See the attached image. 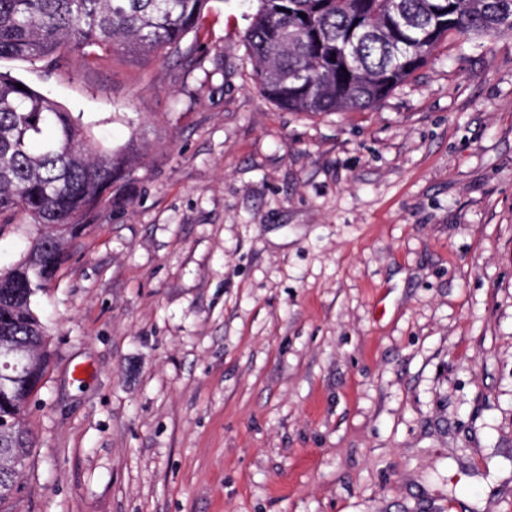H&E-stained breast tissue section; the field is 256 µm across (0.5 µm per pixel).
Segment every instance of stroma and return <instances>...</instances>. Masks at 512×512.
I'll list each match as a JSON object with an SVG mask.
<instances>
[{
  "label": "stroma",
  "mask_w": 512,
  "mask_h": 512,
  "mask_svg": "<svg viewBox=\"0 0 512 512\" xmlns=\"http://www.w3.org/2000/svg\"><path fill=\"white\" fill-rule=\"evenodd\" d=\"M211 0L185 54L0 59L138 138L36 309L6 512H512V32L363 112H291ZM0 270L38 226L15 214Z\"/></svg>",
  "instance_id": "1"
}]
</instances>
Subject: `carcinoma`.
<instances>
[{"label": "carcinoma", "instance_id": "carcinoma-1", "mask_svg": "<svg viewBox=\"0 0 512 512\" xmlns=\"http://www.w3.org/2000/svg\"><path fill=\"white\" fill-rule=\"evenodd\" d=\"M211 0H0V59L77 50L182 53ZM244 34L255 80L293 112L373 107L423 67L449 36L512 32V0H257ZM306 17H300V14ZM0 72V216L44 228L0 271V346L31 355L26 377L0 386V504L21 493L12 456L29 457L25 420L50 362L35 311L87 228L83 217L123 194L131 152L98 143L57 103Z\"/></svg>", "mask_w": 512, "mask_h": 512}]
</instances>
